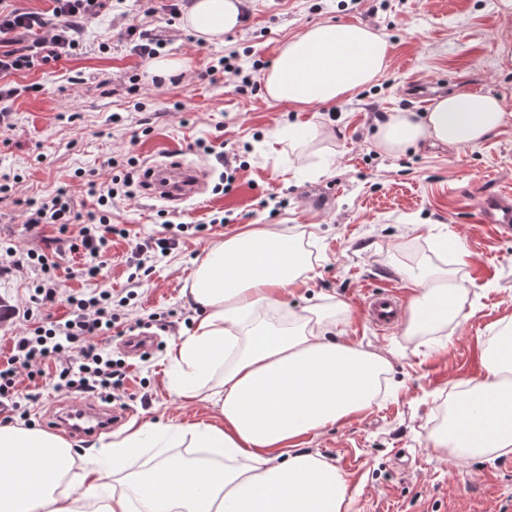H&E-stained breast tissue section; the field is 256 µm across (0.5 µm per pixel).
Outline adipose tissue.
Here are the masks:
<instances>
[{"label": "adipose tissue", "instance_id": "adipose-tissue-1", "mask_svg": "<svg viewBox=\"0 0 512 512\" xmlns=\"http://www.w3.org/2000/svg\"><path fill=\"white\" fill-rule=\"evenodd\" d=\"M245 0H192L182 30L206 42L240 29ZM389 43L365 24L323 22L284 42L263 73L269 99L297 108L336 102L385 72ZM499 97L450 92L424 117L397 111L375 135L398 155L428 141H482L504 124ZM308 266L294 237L263 226L213 244L196 258L186 290L200 309L172 342L170 384L188 402L211 401L220 424H144L113 434L97 455L76 458L50 432L0 426V512H348L344 474L297 440L368 410L386 356L334 339L348 314L329 300L290 309ZM416 291L404 333L437 336L456 316L463 287L447 269L405 271ZM484 359L485 377L449 407L451 428L433 447L456 459L512 453V330ZM173 455L133 468L141 448Z\"/></svg>", "mask_w": 512, "mask_h": 512}]
</instances>
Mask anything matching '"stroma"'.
Wrapping results in <instances>:
<instances>
[{"mask_svg":"<svg viewBox=\"0 0 512 512\" xmlns=\"http://www.w3.org/2000/svg\"><path fill=\"white\" fill-rule=\"evenodd\" d=\"M125 14L105 11L89 25L76 55L14 75L25 91L11 104L10 125L0 129V171L15 176L0 193V249L55 254V275L65 291L90 283L79 254L60 247L57 226L29 230L25 202L66 189L75 213L91 207L84 183L112 175L113 158L140 166L157 160L200 170L192 198L168 202L136 189L118 197L113 223L128 237H113L99 286L132 291L104 343L129 365L126 425L150 422L215 424L206 402L186 403L171 390L167 351L197 313L184 287L193 262L224 238L263 224L303 235L311 251L305 286L288 305L329 297L349 311L336 334L382 351L391 363V386L374 405L343 424L303 438L300 449L317 452L347 477L349 512H512V454L458 461L435 451L428 434L441 403L484 375L486 351L512 322V238L497 236L477 219L490 190H512V0H246L243 26L223 40L203 43L179 29L165 0H125ZM332 21L365 23L390 43L387 70L351 98L299 110L270 101L253 61L270 65L279 46L309 26ZM166 39L160 54L183 62L181 79L153 81L149 64L121 39L126 27ZM238 54L251 89L227 73L205 78L218 57ZM502 97L509 118L475 146L428 142L397 156L377 152L373 135L380 114L431 111L442 93ZM323 126L326 138L301 155L271 138L280 124ZM237 154L246 167L229 192L218 191L221 154ZM336 156L329 174L314 172L324 154ZM335 185V200L312 207L315 190ZM184 225L178 245L137 280L129 262L137 242L158 234L164 222ZM205 232H195V225ZM464 249L469 262L459 261ZM431 264L447 268L465 287L448 343L407 338L403 325L371 326L363 303L381 285L401 301L411 290L403 270ZM32 279L20 270L0 277V299L12 307L0 323V361L25 324ZM160 315L146 357L123 347L137 320ZM21 389L39 392L27 409L35 428L48 430L55 409L70 396L49 378Z\"/></svg>","mask_w":512,"mask_h":512,"instance_id":"1","label":"stroma"}]
</instances>
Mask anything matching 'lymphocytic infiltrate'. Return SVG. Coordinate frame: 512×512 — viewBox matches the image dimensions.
<instances>
[{"mask_svg":"<svg viewBox=\"0 0 512 512\" xmlns=\"http://www.w3.org/2000/svg\"><path fill=\"white\" fill-rule=\"evenodd\" d=\"M52 15L20 12L0 8V124L10 116L9 101L18 89L10 75L34 68L36 63L60 59L79 44L80 22L95 19L103 0H52ZM34 33L31 42H22L25 33ZM137 172L127 168L123 176L109 182L89 181L88 193L96 208L82 222L71 240L70 248L82 252L85 274L96 277L100 260L108 251L118 228L110 222L109 210L118 190L131 189ZM71 206L64 192L31 202L25 224L36 229L46 224H71ZM57 263L45 253L28 251L18 254L6 249L0 259V275L28 269L34 288L30 300L45 310L66 303L69 312L63 319L22 331L16 336L12 353L0 364V405L10 413L26 417L24 395L17 385L20 370L54 365L56 389L85 394L107 402L115 401L126 378L122 361L113 359L103 339L112 330L116 316L112 311L114 296L110 290L90 288L82 292L63 293L54 271Z\"/></svg>","mask_w":512,"mask_h":512,"instance_id":"f902f5d3","label":"lymphocytic infiltrate"}]
</instances>
